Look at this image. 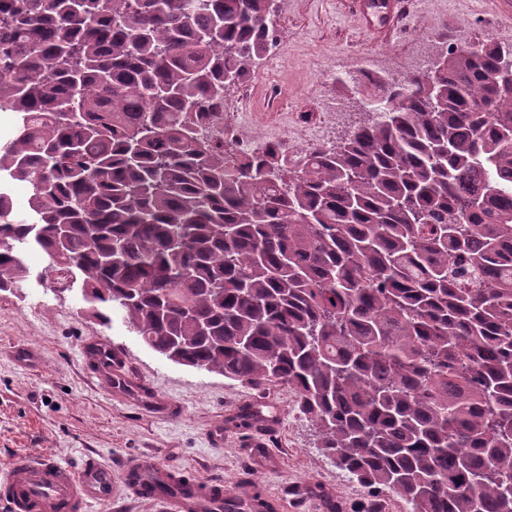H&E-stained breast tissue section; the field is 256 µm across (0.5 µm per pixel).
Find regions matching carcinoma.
<instances>
[{
	"instance_id": "cac0c4a2",
	"label": "carcinoma",
	"mask_w": 512,
	"mask_h": 512,
	"mask_svg": "<svg viewBox=\"0 0 512 512\" xmlns=\"http://www.w3.org/2000/svg\"><path fill=\"white\" fill-rule=\"evenodd\" d=\"M277 0H0V291L23 252L169 361L292 389L317 445L409 512H512L510 43L363 86L336 146L200 133ZM149 493H193L146 474ZM209 512H270L256 490Z\"/></svg>"
}]
</instances>
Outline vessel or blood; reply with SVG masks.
<instances>
[{"label": "vessel or blood", "instance_id": "vessel-or-blood-1", "mask_svg": "<svg viewBox=\"0 0 512 512\" xmlns=\"http://www.w3.org/2000/svg\"><path fill=\"white\" fill-rule=\"evenodd\" d=\"M410 6V0H387L386 23L380 27L365 23V40L375 42L392 31ZM223 489V482L216 480L206 483L202 494H169L162 501L168 512H206V493ZM124 491L136 497L143 494L131 483L119 488L112 480L111 464L93 457L75 467L26 455L0 467V496L10 502L13 512H87L91 504L112 503Z\"/></svg>", "mask_w": 512, "mask_h": 512}]
</instances>
